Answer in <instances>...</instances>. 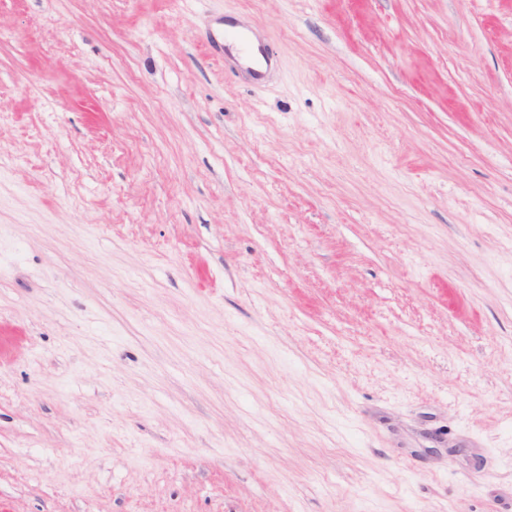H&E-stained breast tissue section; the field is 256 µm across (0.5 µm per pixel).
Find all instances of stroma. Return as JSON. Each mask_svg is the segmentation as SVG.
Segmentation results:
<instances>
[{"label": "stroma", "instance_id": "1", "mask_svg": "<svg viewBox=\"0 0 512 512\" xmlns=\"http://www.w3.org/2000/svg\"><path fill=\"white\" fill-rule=\"evenodd\" d=\"M0 512H512V0H0Z\"/></svg>", "mask_w": 512, "mask_h": 512}]
</instances>
